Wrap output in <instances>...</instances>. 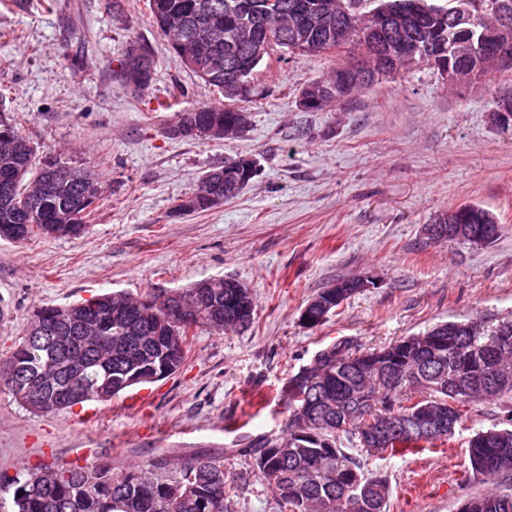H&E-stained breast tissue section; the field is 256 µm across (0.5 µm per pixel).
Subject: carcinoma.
Here are the masks:
<instances>
[{
    "label": "carcinoma",
    "instance_id": "1",
    "mask_svg": "<svg viewBox=\"0 0 512 512\" xmlns=\"http://www.w3.org/2000/svg\"><path fill=\"white\" fill-rule=\"evenodd\" d=\"M148 0L154 25L168 37L182 22L192 36L176 58L188 52L209 67L201 81L224 89L230 69L239 66L252 76L255 46L262 56L274 46L299 53L353 47L358 62L375 67L377 76L420 64L432 65L431 51L445 39L440 64L462 73L473 83L500 71L494 63L477 65L481 29L498 21L504 3L512 0H445L442 12L404 16L382 36L370 32L367 14L375 0H308L325 5L314 22L299 28L290 14L294 0ZM473 19L458 23L459 17ZM219 28L218 40L205 31ZM405 38L416 46L409 59L388 58L382 45ZM351 64H339L329 80L309 83L299 104L307 111L344 100L372 84H352L345 77ZM249 92L224 94L229 103L203 106L179 115L175 126L212 124L224 138L237 136L248 123L235 102ZM244 158H232L207 171L196 199L219 193L237 196ZM93 175L57 156H39L12 123L0 113V234L23 241L33 228L47 237L85 234L94 210L82 202L84 180ZM436 224H470L489 228L487 236L464 242L492 243L498 224L493 215L464 205L435 218ZM356 278L339 279L307 302L312 326H317L357 293ZM168 300L148 292L138 297L108 293L68 306L45 305L35 310L46 336L27 328L17 347L0 360V383L32 413H56L87 401H110L139 384H153L182 365L190 339L174 308H194L193 326L235 332L248 328L255 305L252 296L236 288L170 290ZM461 322L448 321L446 343L431 342L434 329L406 336L380 349L361 351L354 340L340 338L316 353L310 365L288 378L283 387L288 427L277 437H262L234 452L252 460L253 470L273 491L278 512H346L348 497L363 495V512H388L389 486L381 476L365 475L359 460L340 447L341 435L361 438L371 428H386L398 418L423 419L448 414L456 404L454 422L477 399L512 394V322L485 326L471 322L466 334ZM442 436L399 434L382 452L420 451L425 445L449 440ZM469 470L477 479L512 475V428L478 431L468 445ZM11 512H227L236 480L224 470V454L197 452L176 461L159 455L142 465L121 470L109 461L45 466L15 481ZM457 512H512V493L472 495Z\"/></svg>",
    "mask_w": 512,
    "mask_h": 512
}]
</instances>
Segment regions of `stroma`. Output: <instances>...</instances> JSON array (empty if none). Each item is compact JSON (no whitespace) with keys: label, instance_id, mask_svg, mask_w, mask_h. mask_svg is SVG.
Wrapping results in <instances>:
<instances>
[{"label":"stroma","instance_id":"obj_1","mask_svg":"<svg viewBox=\"0 0 512 512\" xmlns=\"http://www.w3.org/2000/svg\"><path fill=\"white\" fill-rule=\"evenodd\" d=\"M152 59L148 86L121 78L133 44ZM352 48L317 54L277 47L257 68L247 127L229 140L173 138L178 114L220 105L169 50L148 0H0V113L37 153L93 172L103 196L85 236L0 239V358L34 309L105 292L140 295L220 276L252 293V326L196 330L180 369L126 396L33 414L0 385V505L17 478L42 465L109 459L118 466L164 454L224 455L238 490L229 512H277L245 443L288 424L282 389L322 348L347 337L367 350L449 320L512 321V125L496 120L490 87L503 74L449 87L421 64L316 112L303 87L330 77ZM239 155L258 175L234 199L201 214L175 208L200 176ZM473 204L493 213L489 245L433 242L425 227ZM373 279L327 322L300 312L336 280ZM512 425V396L472 402L450 443L417 453L345 450L366 475L384 476L389 512H456L484 490L468 468L479 430Z\"/></svg>","mask_w":512,"mask_h":512}]
</instances>
